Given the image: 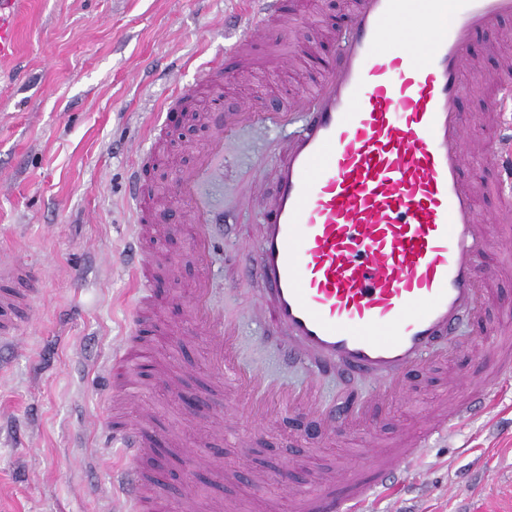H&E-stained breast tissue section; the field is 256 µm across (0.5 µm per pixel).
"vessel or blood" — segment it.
I'll return each instance as SVG.
<instances>
[{
  "label": "vessel or blood",
  "instance_id": "b4317fda",
  "mask_svg": "<svg viewBox=\"0 0 512 512\" xmlns=\"http://www.w3.org/2000/svg\"><path fill=\"white\" fill-rule=\"evenodd\" d=\"M20 9V0H0V54L11 47ZM349 16L313 86L288 105L270 110L246 103L219 118L196 163L179 170L170 188L184 207L197 271L183 307L193 334L206 344L212 392H232L217 435L250 447L249 418L237 398L243 389L253 401L304 410L325 438L359 422L373 426L392 402L411 401V379L424 364L469 348L459 336L463 323L478 322L488 353L479 366L449 374L460 401L421 409L415 425L401 432L404 446H390L372 430L312 488L290 490L284 468L255 478L256 486L272 482L289 491L295 512H371L373 495L393 492L433 441L490 411L495 389L512 378V351L503 343L508 330L483 318L501 268L481 262L490 242L512 260V235L500 231L512 221V136L477 155L463 108L472 39L500 32L512 20V0H350ZM287 19L286 0H245L233 16L238 40L207 62L195 84L175 87L167 112L182 109L200 86L244 67L248 44ZM292 120L299 123L296 132L273 141L268 154L276 190L256 214L261 234L240 280L258 283L254 307L274 325L271 342L283 372L273 377L240 362L239 326L217 298L211 265L224 244V209L209 189L224 175L225 140L242 125L268 130ZM140 158L126 175L132 207L123 250L136 283L131 311L139 329L149 324V273L157 263L143 243L171 231L144 180L149 152ZM478 163L497 177L502 209L495 225L477 215L483 184L467 172ZM38 279L35 269L0 257V345L19 335V314L32 310ZM145 361L144 349L131 341L115 352L109 373L121 378L123 399L139 395ZM299 363L309 366L311 378L296 389L286 371ZM330 374L339 376L345 393L337 404L319 395V380ZM111 437L121 451L113 480L125 512H142L149 480L141 463L155 432L149 419L135 418ZM184 458L224 481L242 480L240 472L192 449Z\"/></svg>",
  "mask_w": 512,
  "mask_h": 512
}]
</instances>
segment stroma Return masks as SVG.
Masks as SVG:
<instances>
[{"label": "stroma", "instance_id": "stroma-1", "mask_svg": "<svg viewBox=\"0 0 512 512\" xmlns=\"http://www.w3.org/2000/svg\"><path fill=\"white\" fill-rule=\"evenodd\" d=\"M236 0H26L15 20L13 51L0 56V254L39 267L33 319L24 324L18 345L0 352V512H121L112 483L120 460L107 438L104 421L112 413L104 369L114 346L128 335L129 275L113 263L124 241V183L137 154L128 147L133 132L160 121L161 105L173 82L193 84L200 67L223 54L235 39L228 14ZM302 41L310 55L295 68L279 69L275 58L286 45ZM492 36L479 34L471 45L478 66L467 74L464 109L484 149L496 131L482 125L491 109V89L505 79ZM320 22L300 21L270 33L260 46L261 61L244 77H223L218 90L225 110L243 101L269 108L311 85L314 57L331 45ZM211 95L201 90L189 126L158 142L152 178L172 180L171 160L191 166L208 135ZM286 128L243 131L224 167L223 257L213 268L224 289L225 309L240 323V342L252 358L276 368L279 357L265 336L267 322L256 313L249 292L228 294L233 273L247 264L257 242L253 214L236 197L258 175L273 188L271 167L255 169L269 141L289 136ZM168 255L178 257L175 272H160L152 290L166 317H184L170 300L172 290L189 292L195 267L187 228L170 235ZM179 348H171V339ZM141 341L153 350V367L180 372L184 387L201 392L212 373L204 341L182 326L143 328ZM483 347L423 368L414 405L392 404L377 430L392 436L410 421L415 408L437 402L451 370L479 362ZM153 414L158 430L175 433L192 449L220 448L224 465L255 470L256 451L278 466L283 448H297L291 479L311 484L345 446H357L364 430L323 441L309 434L313 419L301 412L255 421L254 451L240 455L217 444L211 408L185 422V405L162 386H147L126 417ZM167 478L159 495L171 512H181L186 495L224 504V512H291L287 499L268 486L229 487L207 470L187 475L184 463L157 457ZM456 493H449V485ZM380 512H512V381L503 385L496 408L462 424L448 441L435 443L400 497L379 499Z\"/></svg>", "mask_w": 512, "mask_h": 512}]
</instances>
